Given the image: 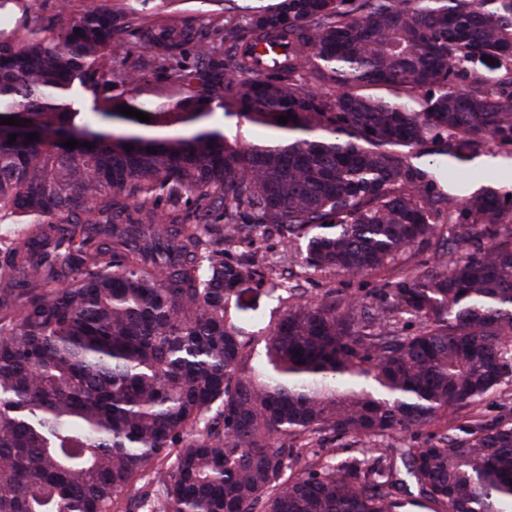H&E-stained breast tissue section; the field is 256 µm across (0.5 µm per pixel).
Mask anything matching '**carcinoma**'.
<instances>
[{
    "label": "carcinoma",
    "mask_w": 512,
    "mask_h": 512,
    "mask_svg": "<svg viewBox=\"0 0 512 512\" xmlns=\"http://www.w3.org/2000/svg\"><path fill=\"white\" fill-rule=\"evenodd\" d=\"M213 2L211 43L149 0L0 28V224L23 226L0 241V512H128L142 481V512H401L410 483L430 512H512V409L457 415L512 378V198L450 171L512 156V0H276L236 24ZM128 31L162 85L120 64ZM216 109L269 134L231 142ZM249 228L352 279L471 250L304 300L232 253ZM269 278L288 311L256 362L230 305ZM391 434L426 439L366 447Z\"/></svg>",
    "instance_id": "carcinoma-1"
}]
</instances>
